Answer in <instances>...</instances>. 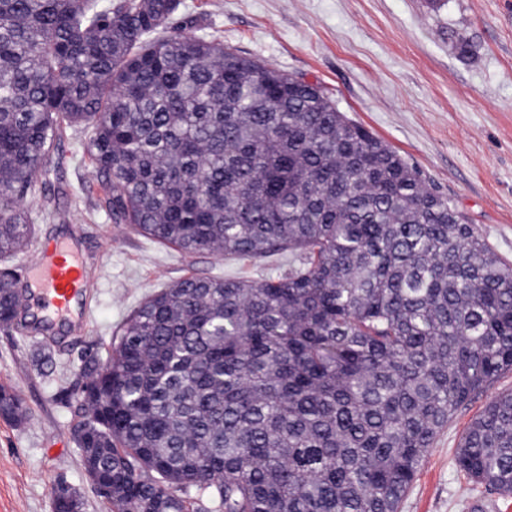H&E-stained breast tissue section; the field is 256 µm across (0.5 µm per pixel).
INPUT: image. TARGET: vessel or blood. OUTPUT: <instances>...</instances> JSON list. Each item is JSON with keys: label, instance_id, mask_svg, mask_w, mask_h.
<instances>
[{"label": "vessel or blood", "instance_id": "1", "mask_svg": "<svg viewBox=\"0 0 512 512\" xmlns=\"http://www.w3.org/2000/svg\"><path fill=\"white\" fill-rule=\"evenodd\" d=\"M32 271L45 307L58 314L69 312L85 287L84 274L78 260L54 244L41 249Z\"/></svg>", "mask_w": 512, "mask_h": 512}]
</instances>
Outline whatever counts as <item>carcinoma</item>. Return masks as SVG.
<instances>
[{
	"label": "carcinoma",
	"instance_id": "1",
	"mask_svg": "<svg viewBox=\"0 0 512 512\" xmlns=\"http://www.w3.org/2000/svg\"><path fill=\"white\" fill-rule=\"evenodd\" d=\"M171 0H0V259L23 201L90 131L117 223L175 246L298 258L149 296L81 369L79 465L112 512H400L455 412L512 371V265L320 86L168 35ZM22 293L0 272V322ZM0 415L22 401L0 385ZM512 496V391L455 452Z\"/></svg>",
	"mask_w": 512,
	"mask_h": 512
}]
</instances>
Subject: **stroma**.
<instances>
[{
  "mask_svg": "<svg viewBox=\"0 0 512 512\" xmlns=\"http://www.w3.org/2000/svg\"><path fill=\"white\" fill-rule=\"evenodd\" d=\"M173 25L323 86L512 263V0H182ZM85 136L67 129L61 178L37 184L24 203L34 241L6 262L35 314L30 265L43 244H68L84 269L88 308L73 321L54 316L51 341L0 328V384L15 388L27 411L20 426L0 418V512H53L60 480L79 492L83 512H110L78 464L74 395L84 361L105 356L117 326L146 296L190 276L260 282L288 270L284 254L187 255L115 223L101 206L96 170L80 160ZM47 200L57 209L51 220L41 217ZM509 389L510 371L456 411L401 512H473L477 502L512 512V497L471 490L454 463L492 393Z\"/></svg>",
  "mask_w": 512,
  "mask_h": 512,
  "instance_id": "35a3bbf8",
  "label": "stroma"
}]
</instances>
